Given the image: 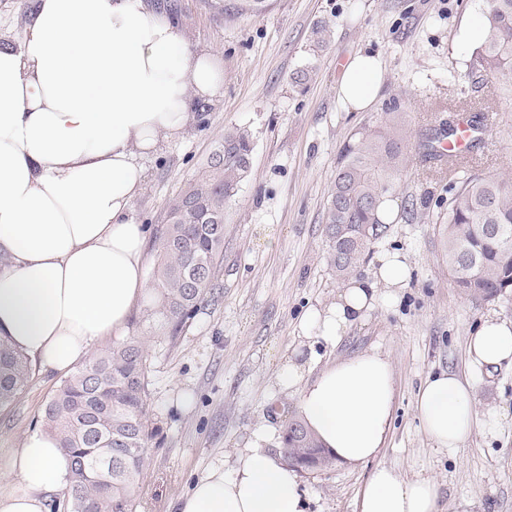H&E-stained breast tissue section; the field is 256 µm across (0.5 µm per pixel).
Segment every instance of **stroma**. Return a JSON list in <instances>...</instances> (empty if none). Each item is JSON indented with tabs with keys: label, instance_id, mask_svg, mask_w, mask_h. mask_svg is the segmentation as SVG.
Masks as SVG:
<instances>
[{
	"label": "stroma",
	"instance_id": "obj_1",
	"mask_svg": "<svg viewBox=\"0 0 512 512\" xmlns=\"http://www.w3.org/2000/svg\"><path fill=\"white\" fill-rule=\"evenodd\" d=\"M183 26L190 49L224 62V92L201 104L183 137L145 159L146 180L134 219L147 225L146 268L154 270L169 200L206 166L225 131L252 142L251 170L224 210V258L218 300L202 302L176 340L154 338L137 310L124 331L142 336L150 364L147 406L160 428L150 446L135 512H177L179 498L213 464L232 466L260 423L272 426L265 448L279 454L296 399L278 383L294 350L313 369L377 348L390 355L397 386L392 431L378 458L407 479L436 477L438 512H512V366L476 378L477 424L455 455L423 433L416 398L428 375L471 374L468 339L481 319L512 321V294L473 301L457 288L429 213L448 200L451 174L425 156L422 138L447 121L458 102L488 111L466 155L491 171L512 170V98L498 81L468 78L472 45L459 44L464 20L484 0H153ZM32 0H0V42L21 46ZM326 27L317 39L318 27ZM382 59L380 90L363 111L342 107L337 85L350 57ZM397 116L406 131L408 166L399 200H414L416 219L400 214L356 275L369 277L381 256L400 253L409 268L336 346L305 337L300 319L323 309L341 287L328 266L322 217L336 170L359 132ZM62 377L33 373L26 390L0 408V450L18 447L41 426ZM372 464L340 462L301 471L307 512H356Z\"/></svg>",
	"mask_w": 512,
	"mask_h": 512
}]
</instances>
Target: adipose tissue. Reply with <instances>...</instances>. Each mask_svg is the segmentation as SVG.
<instances>
[{
	"label": "adipose tissue",
	"instance_id": "1",
	"mask_svg": "<svg viewBox=\"0 0 512 512\" xmlns=\"http://www.w3.org/2000/svg\"><path fill=\"white\" fill-rule=\"evenodd\" d=\"M380 57L359 52L337 97L361 111L375 100ZM224 91L217 55L188 48L184 29L149 0H37L22 48L0 44V338L41 372L74 373L103 339L121 333L148 290L147 229L133 206L143 159L180 138L196 102ZM400 254L373 276L350 279L304 332L336 345L376 300L379 284L406 278ZM474 373L512 365V321L483 319L468 340ZM279 383L338 461L375 468L358 512H437L440 485L402 479L376 459L387 443L396 384L387 354L371 348L309 374L288 357ZM435 447L457 451L476 422L472 381L428 376L416 401ZM262 426L232 468L212 465L179 512H306L298 473L264 450ZM71 459L50 432L26 434L0 454V512H49Z\"/></svg>",
	"mask_w": 512,
	"mask_h": 512
}]
</instances>
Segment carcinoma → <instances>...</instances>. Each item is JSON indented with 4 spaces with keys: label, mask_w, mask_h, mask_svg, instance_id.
Returning <instances> with one entry per match:
<instances>
[{
    "label": "carcinoma",
    "mask_w": 512,
    "mask_h": 512,
    "mask_svg": "<svg viewBox=\"0 0 512 512\" xmlns=\"http://www.w3.org/2000/svg\"><path fill=\"white\" fill-rule=\"evenodd\" d=\"M485 35L473 52L468 76L494 75L512 94V0H487ZM455 134L454 122L426 138L429 158ZM406 132L390 118L348 146L336 172L323 221L328 265L344 280L366 261L391 225L381 206L395 196L408 158ZM247 131L224 134L196 179L167 206L146 317L150 328L173 341L206 297L215 296L217 266L224 251V206L250 172ZM439 225L448 271L458 288L478 302L493 303L512 292V175L463 167L452 179ZM28 360L0 341V406L27 387ZM148 370L139 336L119 340L92 356L63 382L48 402L43 427L57 435L73 458L66 488L72 512H133V494L144 478L149 443L157 435L147 406ZM283 456L315 448L321 469L334 460L299 420L282 434Z\"/></svg>",
    "instance_id": "1"
}]
</instances>
